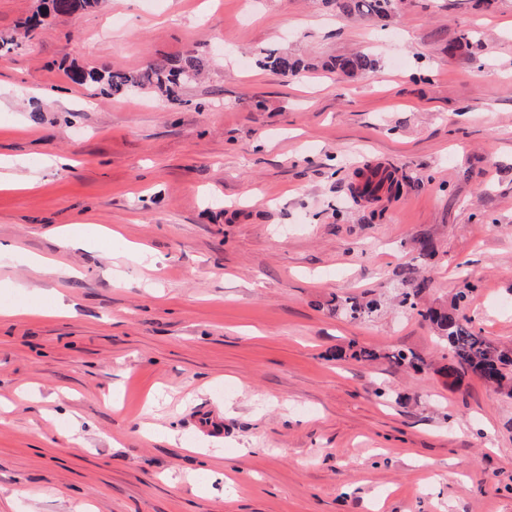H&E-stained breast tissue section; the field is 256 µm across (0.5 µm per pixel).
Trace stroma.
I'll return each mask as SVG.
<instances>
[{"label": "stroma", "mask_w": 512, "mask_h": 512, "mask_svg": "<svg viewBox=\"0 0 512 512\" xmlns=\"http://www.w3.org/2000/svg\"><path fill=\"white\" fill-rule=\"evenodd\" d=\"M274 49L378 67L288 76ZM189 50L209 69L180 105L60 66ZM1 161L37 184L0 188V307L37 311L0 317V512H512V399L448 385L398 304L413 274L419 308L470 281L467 314L512 343V0H105L0 50ZM86 223L110 237L59 246ZM363 1L367 2L364 3ZM326 3L340 2V8L347 14L387 18L394 12L397 0H325Z\"/></svg>", "instance_id": "35a3bbf8"}]
</instances>
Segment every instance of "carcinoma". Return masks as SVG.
Returning <instances> with one entry per match:
<instances>
[{
	"label": "carcinoma",
	"mask_w": 512,
	"mask_h": 512,
	"mask_svg": "<svg viewBox=\"0 0 512 512\" xmlns=\"http://www.w3.org/2000/svg\"><path fill=\"white\" fill-rule=\"evenodd\" d=\"M327 3H340V8L347 14L373 16L380 19L394 12L397 0H325ZM100 0H43V10L25 18L15 25L14 33L8 38L0 39V48L18 40L32 38L39 29L42 18L71 15L79 10L98 7ZM265 64L284 74L295 75L308 68L320 67L330 72H340L347 76H357L371 71L376 60L367 54L332 59L330 61L311 63L280 52L271 51L265 57ZM208 60L194 52H188L179 59L162 58L149 62L144 68L131 71L114 69L98 71L79 66L66 68L67 76L76 84L88 85L94 90L108 96H123L139 90H150L160 98L176 104L181 102L183 86L203 74ZM423 283L418 282L414 288L402 294L399 305L417 311L423 321L430 323L439 339L446 343L450 358L441 371L452 385H459L471 374L484 376L493 390L507 398H512V347L502 345L483 335L477 329L471 317L461 308L467 295L458 292L448 309L417 308L415 296L422 290ZM344 309L354 319L363 318L373 312L374 303L362 304L352 299L345 300ZM390 362L406 366L415 371L422 369L423 361L413 352L402 350L387 355Z\"/></svg>",
	"instance_id": "cac0c4a2"
}]
</instances>
